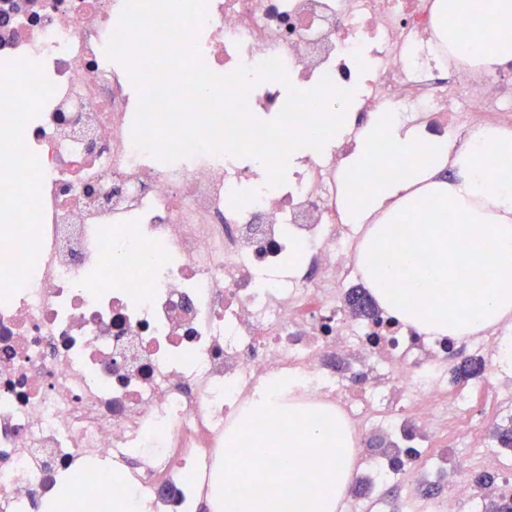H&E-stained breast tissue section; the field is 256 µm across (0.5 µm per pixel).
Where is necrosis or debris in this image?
<instances>
[{
    "instance_id": "1",
    "label": "necrosis or debris",
    "mask_w": 512,
    "mask_h": 512,
    "mask_svg": "<svg viewBox=\"0 0 512 512\" xmlns=\"http://www.w3.org/2000/svg\"><path fill=\"white\" fill-rule=\"evenodd\" d=\"M124 0H0V90L28 71L32 96L0 100V512H40L61 483L69 512H201L219 506L224 436L276 375L299 410L340 415L377 486L426 512H481L472 470L512 495V464L488 448L489 390L453 383L465 359L494 361L512 328L418 331L376 307L356 312L365 233L341 205L347 145L328 140L267 184L253 157L166 163L134 144L145 85L106 47ZM196 55L212 73L279 59L287 82L247 103L275 118L288 86L354 87L355 125L394 112L430 137L464 141L512 126V85L462 56L436 0H205ZM303 250L292 269L288 254ZM465 423L477 462L430 446ZM410 452L392 465L376 437Z\"/></svg>"
}]
</instances>
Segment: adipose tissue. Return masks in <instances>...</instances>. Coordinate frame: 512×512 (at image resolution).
<instances>
[{
  "mask_svg": "<svg viewBox=\"0 0 512 512\" xmlns=\"http://www.w3.org/2000/svg\"><path fill=\"white\" fill-rule=\"evenodd\" d=\"M445 0L442 18H467L468 42L481 59L512 67V0ZM406 147L404 179H376L349 187L343 206L351 224L371 223L364 248L365 278L387 310L420 331L461 336L474 321L491 324L512 314V131L474 130L455 149L443 139L404 130L396 113L378 112L362 128L347 160V176L361 173L381 146ZM453 166V180L439 179ZM479 280L476 288L464 287Z\"/></svg>",
  "mask_w": 512,
  "mask_h": 512,
  "instance_id": "obj_1",
  "label": "adipose tissue"
}]
</instances>
